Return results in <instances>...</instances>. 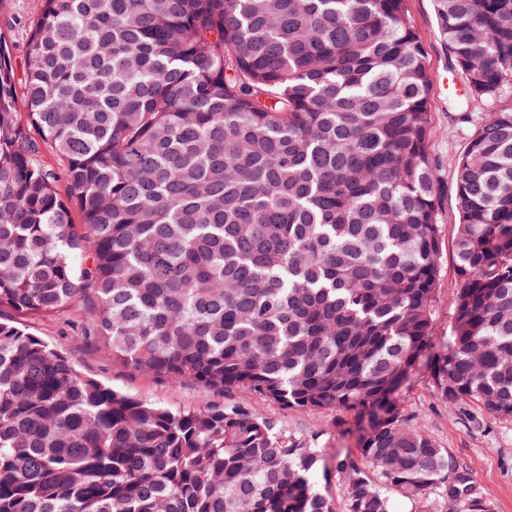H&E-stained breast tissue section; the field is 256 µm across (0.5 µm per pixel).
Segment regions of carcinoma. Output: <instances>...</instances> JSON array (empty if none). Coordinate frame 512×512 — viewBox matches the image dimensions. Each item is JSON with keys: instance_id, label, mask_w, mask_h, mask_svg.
<instances>
[{"instance_id": "obj_1", "label": "carcinoma", "mask_w": 512, "mask_h": 512, "mask_svg": "<svg viewBox=\"0 0 512 512\" xmlns=\"http://www.w3.org/2000/svg\"><path fill=\"white\" fill-rule=\"evenodd\" d=\"M492 108L456 168L450 406L512 421V0H439ZM23 90L0 36V308L79 305L131 374L369 412L336 471L237 405L173 412L0 321V512H391L459 465L392 400L432 341L430 70L406 0H42ZM63 163L68 195L40 158ZM81 214L73 224L71 207Z\"/></svg>"}]
</instances>
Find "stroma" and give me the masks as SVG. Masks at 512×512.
<instances>
[{"mask_svg": "<svg viewBox=\"0 0 512 512\" xmlns=\"http://www.w3.org/2000/svg\"><path fill=\"white\" fill-rule=\"evenodd\" d=\"M407 6L427 53L432 81L433 135L429 155L440 188V276L432 348L438 351L446 348L458 326L455 168L490 105L476 99L463 101L466 76L454 61L441 33L437 0H407ZM41 9L42 0H0V26L5 29L17 76H24L26 72L25 43L29 27ZM0 319L23 325L61 351L85 376L132 397L174 411L192 410L206 404L240 405L257 416L273 420L279 427L295 433L318 449L321 461L311 484L315 490L334 500L342 499L344 486L336 472V464L345 454L355 450L368 425L367 415L332 410L302 413L240 391L224 396L207 395L190 382L169 383L128 374L113 366L108 350L79 343L83 314L76 306L51 317L21 314L4 308L0 310ZM396 403L403 415L448 450L458 462L468 487L489 503L492 512H512V421L497 419L474 402L449 408L433 390L427 363L423 360L398 392Z\"/></svg>", "mask_w": 512, "mask_h": 512, "instance_id": "obj_1", "label": "stroma"}]
</instances>
